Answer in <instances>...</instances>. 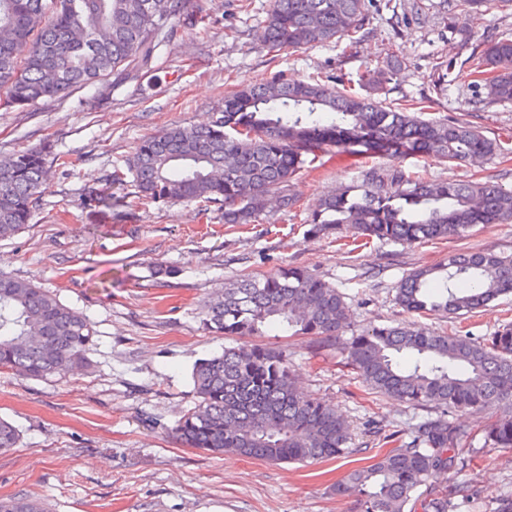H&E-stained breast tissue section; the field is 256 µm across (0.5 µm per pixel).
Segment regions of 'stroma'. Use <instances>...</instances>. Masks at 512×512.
<instances>
[{
	"label": "stroma",
	"mask_w": 512,
	"mask_h": 512,
	"mask_svg": "<svg viewBox=\"0 0 512 512\" xmlns=\"http://www.w3.org/2000/svg\"><path fill=\"white\" fill-rule=\"evenodd\" d=\"M412 2L368 0L369 35L356 56L326 43L273 58L260 47L270 0H251L244 10L237 0H204L207 30L160 38L152 71L122 76L108 100H98L88 87L24 108H0V154L47 143L70 162L53 167L29 228L0 240V271L54 291L95 330L87 371L55 381L0 370V418L20 434L17 448L0 454V498L35 496L49 512H352L331 486L370 457L374 427L405 433L439 416L432 406L369 393L343 368L334 342L274 327L266 343L287 352L304 391L335 405L348 421L353 453L306 466L273 464L207 454L173 438L179 418L195 403V361L244 343L202 328L203 301L222 293L227 282L301 266L343 293L353 325H391L408 318L394 297L413 269L447 263L460 252H512V223L480 225L461 239L373 240L353 251L337 234H309L307 225L272 203L268 223L239 225L225 223L218 203H151L116 221L111 209L85 202L92 187L116 199L130 197V184H106L113 166L159 127L209 123L227 90L317 72L356 78L386 67L392 55L405 67L386 84L384 102L431 98L424 118L472 122L512 148V103L469 111L480 89L462 64L465 42L512 38V10L450 15L440 0H428L426 14L415 20ZM439 60L453 65L443 79L435 69ZM371 162L429 180H494L512 188V156L462 168L423 155H377ZM361 170L360 160L337 152L321 167L302 169L290 192L307 206L355 183ZM507 321L512 295L461 325L482 339ZM488 420L485 414L464 417L477 433V454L455 480L479 495L458 501L454 512H494L497 499L512 497V451L485 445L480 431Z\"/></svg>",
	"instance_id": "obj_1"
}]
</instances>
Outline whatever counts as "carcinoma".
I'll return each instance as SVG.
<instances>
[{"instance_id":"obj_1","label":"carcinoma","mask_w":512,"mask_h":512,"mask_svg":"<svg viewBox=\"0 0 512 512\" xmlns=\"http://www.w3.org/2000/svg\"><path fill=\"white\" fill-rule=\"evenodd\" d=\"M487 0H443L448 13L478 14ZM188 0H0V106L23 107L71 89L97 85L114 72L148 66L153 38L188 15ZM369 25L365 0H271L262 49L334 42L351 53ZM472 74L488 104L512 102V40L482 41ZM334 150L423 154L462 164L501 152L479 127L456 119H422L408 107L339 88L320 73L274 79L224 94L204 126L169 124L142 139L110 183L131 180L134 203H224L226 224H267L268 198L291 212L289 183L308 156ZM45 146L0 156V238L28 226L46 184ZM512 221V189L498 183L430 182L402 168H369L361 181L324 195L308 210L311 234L348 228L352 243L377 238L412 243L455 239L479 224ZM512 294V254L464 252L442 267L423 266L397 288L410 314L456 319ZM203 325L224 337L261 336L281 326L333 339L342 363L371 389L401 403L432 405L441 415L404 439L384 438L369 464L336 481L338 498L358 512H451L467 485L443 480L476 452L474 432L447 418L490 410L493 448L512 450V323L483 340L456 330L427 335L413 322L350 328L342 294L300 267L241 276L205 301ZM94 331L88 317L32 280L0 273V369L29 378H64L89 367ZM196 403L178 421L176 438L211 454L230 452L271 463L335 460L351 451L336 408L302 393L288 356L266 343L226 348L195 362ZM18 429L0 419V454L19 444ZM0 512H47L33 496L0 498Z\"/></svg>"}]
</instances>
